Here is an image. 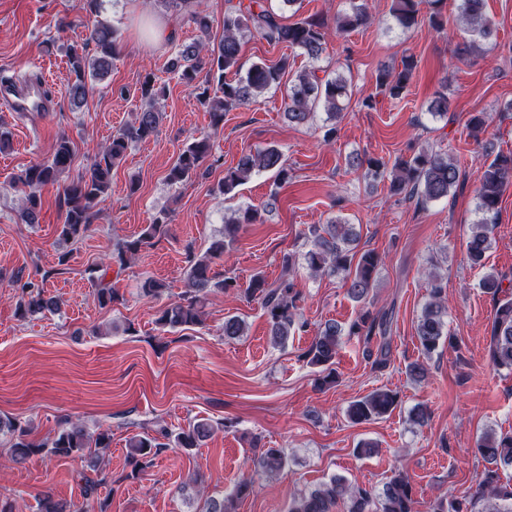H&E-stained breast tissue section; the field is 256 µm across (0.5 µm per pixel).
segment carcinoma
<instances>
[{
  "label": "carcinoma",
  "instance_id": "cac0c4a2",
  "mask_svg": "<svg viewBox=\"0 0 512 512\" xmlns=\"http://www.w3.org/2000/svg\"><path fill=\"white\" fill-rule=\"evenodd\" d=\"M223 32L217 48L207 51L206 40L211 38L213 21L203 11L191 12V18L201 35V40L185 44L178 54L169 60L168 67L176 72L180 80L197 91L198 98L210 104L211 126L219 130L224 126V113L246 105L260 94L281 86L291 64L282 57L272 65L254 63L241 73L239 64L241 34L247 32L270 45H285L298 49L307 56L313 67L304 69L289 80L284 99V115L294 125L309 123L318 106H323L330 122L323 140L331 143L336 139V124L350 102V81L347 75L336 70L333 76L321 77L314 66L325 51L328 24L318 16L284 22L268 4V0H226ZM457 20L467 30L470 40L459 49L466 55L482 42L491 40L497 27L486 13V0H455ZM447 0H392L391 13L403 30L418 27L423 21L437 30L448 22L445 7ZM372 15L368 0H358L347 12L336 14L334 26L339 32H350L371 23ZM87 41L94 43L96 54L89 58L85 46L73 45L68 50V59L74 80L68 93L76 106H81L93 88V82L106 75L112 67L116 50V33L107 24L96 21L89 29ZM418 60L412 55L401 59L397 67L385 68L376 75L379 93L391 99H399L415 79ZM237 75L227 79V74ZM143 107L135 114L134 121L113 135L112 140L100 147L89 173L77 182L62 186L59 194L60 208L64 212L60 237L75 244L89 235L97 216L95 207L107 193L112 167L120 161L128 149L137 142L151 138L157 132L160 113L155 103L165 97L166 88L158 84L150 74L140 82ZM211 156L209 138L197 139L186 146L171 167L168 179L181 182L197 174L203 162ZM73 158L70 140L62 136L56 144L51 158L34 163L13 177L12 185L23 193L21 215L27 224L39 223L42 210L40 189L60 182L61 175L69 168ZM351 169H362L374 181H388L391 194L402 198L414 197L417 204L425 208L428 204L448 198L462 181V165L446 151L422 148L409 156L396 158L388 164L381 158L352 154L346 158ZM273 171L279 183L288 182V166L281 149L270 146L244 154L237 165L224 169V179L219 192L228 194L243 184L254 172ZM512 188V152H499L488 163L479 176L477 196L478 208L484 218L474 225L466 244V256L473 266L482 265L485 253L491 246L489 225L496 222L499 204L504 193ZM261 218L260 210L247 207L239 210L224 222L222 236L211 242L203 253L193 249L187 251V290L181 297L163 308L156 323L171 331L203 322V304L212 291L226 294H241L248 299L260 301L268 319L274 343H285L291 332L305 329L307 322L301 320L296 289V258L285 253L281 259V271L272 282L261 274H255L247 286H241L233 277L217 278L211 272L213 259L224 255L233 246L238 232L244 224H255ZM167 217L159 215L147 225L136 238L118 242L109 257V263L123 268L138 259L142 251L152 245L153 240L166 234ZM307 239L310 248L303 259L311 274L315 276H341L348 296L356 302L366 301L373 288L375 278L383 264L382 256L372 250L357 254L359 234L354 225L336 215L324 224H311ZM106 274L94 281L97 301L108 306L119 300L118 293L105 280ZM430 300L422 308L417 319L416 334L424 354L435 352L447 336L446 310L443 305V287L437 276L430 272ZM13 286L19 288L17 309L23 317L54 313L59 310L57 300L46 295L44 285L23 276L11 277ZM391 313L364 310L348 327L328 321L318 328L314 339L305 352L307 362L320 368L322 386L336 383L333 368L339 340L343 336H363L366 341L379 338L373 366L387 367L390 358V340L387 336ZM246 331L245 322L237 316L224 319V336L237 338ZM489 356L492 365L512 370V295L506 294L498 300L490 330ZM398 404V395L385 390L351 403L347 409L354 423L370 421L391 412ZM214 431L213 425L199 420L181 428L173 434L162 429L161 435L172 441L177 448H197ZM0 435L13 439L11 456L24 461L32 456L50 454L57 456H80L90 444L98 448L109 447L108 433L98 434L90 440L84 427L78 422L67 421L55 439L47 444H36L27 440L28 431L19 422L0 416ZM164 444L148 434H135L128 440L130 462L145 467L152 462V450ZM477 452L487 463L480 475L476 491L477 498L486 502L481 512H512L502 502H512V487L500 483L499 471L512 466V434H483L477 443ZM288 464V457L281 448L257 450L255 473L273 475ZM254 487L252 479L239 481L225 498L205 501L199 512H235L236 502L249 496ZM415 500L409 480L401 474L390 478L382 489L372 493L366 489L346 483L342 477L333 476L314 489L298 491L288 505L287 512H333L337 505L342 512H414ZM89 503L71 507L45 493L40 501V512H89ZM431 512H470L467 504L452 496L441 498L431 505Z\"/></svg>",
  "mask_w": 512,
  "mask_h": 512
}]
</instances>
